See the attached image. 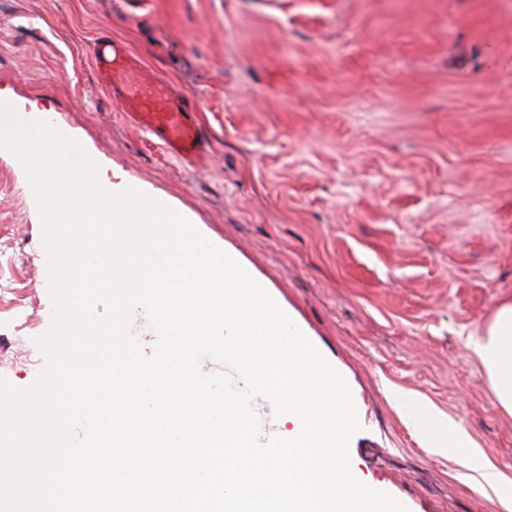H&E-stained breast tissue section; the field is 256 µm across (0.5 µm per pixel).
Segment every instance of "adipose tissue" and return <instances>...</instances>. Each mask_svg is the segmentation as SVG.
I'll list each match as a JSON object with an SVG mask.
<instances>
[{
  "label": "adipose tissue",
  "instance_id": "adipose-tissue-1",
  "mask_svg": "<svg viewBox=\"0 0 512 512\" xmlns=\"http://www.w3.org/2000/svg\"><path fill=\"white\" fill-rule=\"evenodd\" d=\"M473 350L484 369L495 404L512 415V301L502 303L491 314L474 340ZM389 398L431 447L454 453L469 470L473 482L492 492L505 512H512V488L495 468L475 457L472 443L463 431L439 420L412 394L394 391Z\"/></svg>",
  "mask_w": 512,
  "mask_h": 512
}]
</instances>
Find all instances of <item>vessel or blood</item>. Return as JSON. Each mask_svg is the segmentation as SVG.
<instances>
[{"instance_id":"1","label":"vessel or blood","mask_w":512,"mask_h":512,"mask_svg":"<svg viewBox=\"0 0 512 512\" xmlns=\"http://www.w3.org/2000/svg\"><path fill=\"white\" fill-rule=\"evenodd\" d=\"M91 62L99 84L126 119L155 136L166 153L194 165L208 160L211 142L191 104L145 71L121 42L101 33L93 43Z\"/></svg>"}]
</instances>
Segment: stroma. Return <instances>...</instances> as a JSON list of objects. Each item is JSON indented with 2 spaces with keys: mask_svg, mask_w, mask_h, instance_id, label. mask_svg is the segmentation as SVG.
<instances>
[{
  "mask_svg": "<svg viewBox=\"0 0 512 512\" xmlns=\"http://www.w3.org/2000/svg\"><path fill=\"white\" fill-rule=\"evenodd\" d=\"M104 31L196 104L206 165L100 87ZM0 91L271 286L360 399L363 481L408 512H503L385 392L424 397L512 483V416L470 347L512 300V0H0ZM17 295L0 378L25 388L54 300L32 190L0 150V296Z\"/></svg>",
  "mask_w": 512,
  "mask_h": 512,
  "instance_id": "stroma-1",
  "label": "stroma"
}]
</instances>
